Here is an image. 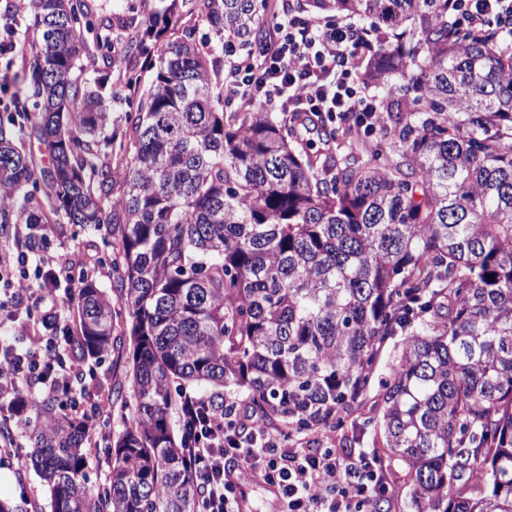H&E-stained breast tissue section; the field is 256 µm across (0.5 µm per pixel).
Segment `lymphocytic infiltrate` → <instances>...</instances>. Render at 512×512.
Instances as JSON below:
<instances>
[{
    "mask_svg": "<svg viewBox=\"0 0 512 512\" xmlns=\"http://www.w3.org/2000/svg\"><path fill=\"white\" fill-rule=\"evenodd\" d=\"M361 46L359 31L348 24L302 17L276 23L263 53L225 67L224 96L248 108L309 112L331 121L352 113L357 132L371 136L381 105L347 68ZM8 235L14 245L0 248V290L13 303V317L26 320L31 305L52 296L69 259L24 246V228ZM60 322L56 312L45 311L25 350L0 339L1 425L17 421L34 398L47 394L65 396L67 407L79 408L84 375L67 345L48 334ZM174 407L191 428L183 454L201 485L196 512H243L244 488L253 482L276 493L279 512H371L390 493L373 453L345 458L304 447L299 433L250 426L246 406L237 405L230 418L223 406L192 391H180Z\"/></svg>",
    "mask_w": 512,
    "mask_h": 512,
    "instance_id": "lymphocytic-infiltrate-1",
    "label": "lymphocytic infiltrate"
}]
</instances>
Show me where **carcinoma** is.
Masks as SVG:
<instances>
[{"mask_svg":"<svg viewBox=\"0 0 512 512\" xmlns=\"http://www.w3.org/2000/svg\"><path fill=\"white\" fill-rule=\"evenodd\" d=\"M461 2L306 0L392 38L359 62L364 82L407 81L382 100L388 148L339 157L300 141L308 116L224 110L221 62L263 44L266 0H164L145 19L134 2L26 0L23 76L0 83V225L41 245L52 224L105 230L131 318L132 417L100 448L105 487L89 486L84 420L54 397L31 406L51 512H195L176 389L232 388L265 426L336 429L395 336L369 422L403 512H512V49L460 32ZM196 13L201 39L166 36ZM75 302L62 335L98 359L112 298L87 280Z\"/></svg>","mask_w":512,"mask_h":512,"instance_id":"cac0c4a2","label":"carcinoma"}]
</instances>
